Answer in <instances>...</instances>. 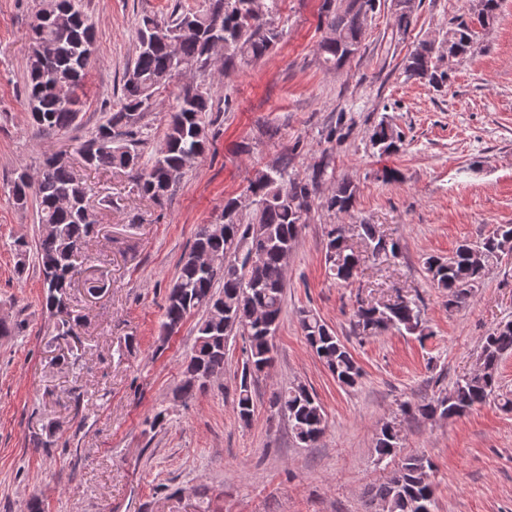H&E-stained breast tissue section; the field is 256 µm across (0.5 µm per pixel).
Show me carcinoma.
<instances>
[{"instance_id":"carcinoma-1","label":"carcinoma","mask_w":512,"mask_h":512,"mask_svg":"<svg viewBox=\"0 0 512 512\" xmlns=\"http://www.w3.org/2000/svg\"><path fill=\"white\" fill-rule=\"evenodd\" d=\"M279 0H263L261 17H256L251 0H204L199 9L173 10L170 19L142 18L137 29V51L126 76L117 110L110 113L96 134L79 147L82 162L89 168L108 167L115 174H132L140 192L162 204L193 162L210 147L211 92L205 83L195 87L190 98L180 96L171 113L163 147L149 164L142 162L136 147L139 129L154 103L155 94L172 78L185 71L206 73L213 63L214 42L227 47L224 64L248 65L265 56L282 38L272 19ZM394 0L397 31L405 33L413 20L414 7ZM501 0H481L469 17L452 22L440 42L421 40L404 59V71L439 90L451 74L440 68L441 53L453 61L475 50L478 30H486L498 19ZM375 0H323L319 23L335 33L324 38L317 53L328 68H338L359 49L365 33L367 13ZM33 51L29 57L25 89L31 124L41 131H61L78 119L80 104L76 91L94 52L93 24L79 8L78 0H43L31 28ZM370 142L380 154L403 149L402 135L382 120L374 126ZM327 163L314 165L303 177L288 171V159L273 168L257 169L247 179L243 193L224 201L219 221L204 224L189 251L180 261L178 276L168 289L162 330L171 336L192 314L199 312L197 337L180 387L183 398L193 397L209 375L224 371L229 337L243 336L245 348L240 382L235 388L236 411L246 423L254 411L252 384L272 364L271 343L283 311L286 275L283 256L293 252L311 211L316 187L325 177ZM10 193L24 207L29 198L37 204L41 233L36 255L46 309L71 316V290L77 263L86 259L85 248L94 233L95 218L89 206L90 188L76 176L69 159L53 153L44 157L36 176L23 170L11 182ZM357 189L347 180L321 199L319 206L335 215L354 208ZM252 208L251 219L243 221L242 210ZM358 237L371 256H396L400 246L379 234L373 224L358 225ZM262 249L263 257L249 263L243 245ZM512 252V224L499 225L478 242H464L448 257L428 256L424 267L432 285L448 294V310L461 308L473 296L488 268ZM211 255L208 268L195 262L198 253ZM366 256L356 251L342 224L325 227V264L341 285L352 284ZM302 333L322 364L342 387L353 388L361 369L346 344L317 314L303 310ZM353 330L358 336H376L397 330L425 335L420 306L401 294L381 307L356 301ZM512 353V321L489 332L474 362L475 369L459 377L452 390L405 402L401 411L424 420L461 416L491 398L512 411V393L500 391L498 369ZM270 407L288 418L293 438L306 448L317 444L328 421L316 395L301 383H291L273 392ZM400 430L393 422L380 427L375 464L396 457L401 447ZM431 462L420 455L399 459L386 478L372 486L368 505L381 512H436L429 480Z\"/></svg>"}]
</instances>
